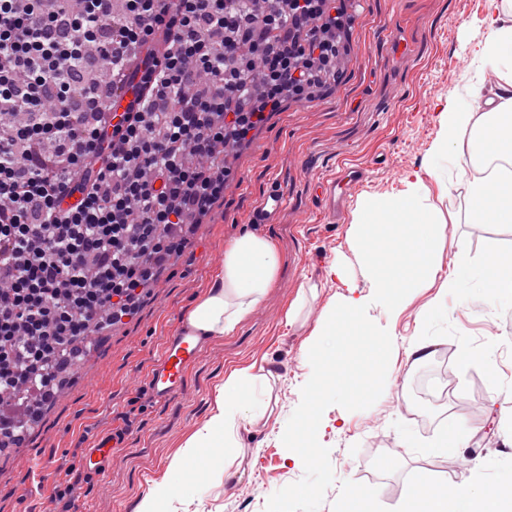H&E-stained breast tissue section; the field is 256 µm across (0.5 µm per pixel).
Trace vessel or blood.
<instances>
[{
    "mask_svg": "<svg viewBox=\"0 0 512 512\" xmlns=\"http://www.w3.org/2000/svg\"><path fill=\"white\" fill-rule=\"evenodd\" d=\"M365 174L356 168H340L336 175L321 184L319 198L321 207L329 215L342 213L352 202L362 185ZM285 207V198L280 190L265 194L251 215L255 224L277 223ZM208 344L188 323H180L176 332L168 336L162 353L147 379V389L159 400L180 396L184 389V378ZM125 436L123 428H113L111 433L89 440L82 451L80 462L86 471L105 474L112 461V451L120 447Z\"/></svg>",
    "mask_w": 512,
    "mask_h": 512,
    "instance_id": "vessel-or-blood-1",
    "label": "vessel or blood"
}]
</instances>
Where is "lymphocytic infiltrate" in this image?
<instances>
[{"mask_svg":"<svg viewBox=\"0 0 512 512\" xmlns=\"http://www.w3.org/2000/svg\"><path fill=\"white\" fill-rule=\"evenodd\" d=\"M124 2L0 0V399L33 413L75 342L182 249L171 229L223 197L215 151L308 99L344 25L336 0ZM94 47L113 82L142 81L132 111L78 83Z\"/></svg>","mask_w":512,"mask_h":512,"instance_id":"f902f5d3","label":"lymphocytic infiltrate"}]
</instances>
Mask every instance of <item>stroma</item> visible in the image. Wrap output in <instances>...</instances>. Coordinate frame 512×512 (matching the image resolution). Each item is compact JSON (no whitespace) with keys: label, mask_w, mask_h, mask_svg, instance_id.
<instances>
[{"label":"stroma","mask_w":512,"mask_h":512,"mask_svg":"<svg viewBox=\"0 0 512 512\" xmlns=\"http://www.w3.org/2000/svg\"><path fill=\"white\" fill-rule=\"evenodd\" d=\"M349 17V61L311 100H287L267 126L229 158L235 178L224 201L202 223L188 225V248L151 281L130 321L84 337L83 352L66 374L63 394L45 404L28 426L23 447L0 449V512H135L154 482L170 479L182 501H203L206 512H264L252 498L300 480L302 461L282 441L311 373L310 333L334 307L346 266L362 293L369 274L352 238V214L324 218L315 203L318 181L338 166L360 165L368 177L357 201L403 190L406 173L421 170L448 101L468 105L465 88L477 69L453 72L455 57L473 56L491 37L488 0H343ZM457 161H440L426 177L428 201L449 233L445 252L464 243L471 261L512 253V224L469 221L471 185L458 179ZM286 206L278 223L260 228L280 257L276 281L263 301L227 335L214 337L185 375L179 397L157 401L144 390L167 336L212 287L228 245L248 231V215L270 186ZM437 286L416 289L399 313L371 304L369 317L389 332L395 373L413 380L421 371H447L445 397L419 399L413 389L385 387L369 409L328 407L318 431L330 451L335 481L320 512H402L411 486L447 479L480 489L512 471V305L489 307L479 289L448 298L446 311L428 313ZM301 324H286L293 304ZM499 333L486 335L485 322ZM432 344L424 362L408 358L416 340ZM269 373L256 396L264 409L240 428L238 447L215 455L203 449L185 476L169 465L210 415L215 389L235 369ZM126 432L110 474L85 475L79 451L94 436ZM73 493L58 498L57 490Z\"/></svg>","instance_id":"1"}]
</instances>
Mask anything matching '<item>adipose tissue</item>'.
<instances>
[{"mask_svg": "<svg viewBox=\"0 0 512 512\" xmlns=\"http://www.w3.org/2000/svg\"><path fill=\"white\" fill-rule=\"evenodd\" d=\"M492 37L483 45L479 58L497 76L495 92L484 95L481 84L468 90L471 107L449 102L439 115L433 142L434 159L467 155L468 164L459 168V178H471L470 220L475 224H512V0H489ZM279 265L272 241L247 231L237 237L224 253V265L208 294L195 304L189 324L205 336L232 332L272 287ZM487 291V302L498 306L512 300V257L491 255L482 265H473L465 246H458L455 269L445 277L435 298L443 306L447 296L464 294L471 284ZM256 378L250 369L227 375L217 391L208 422L185 443L171 463L182 472L188 461L205 448H233L241 426L258 416ZM440 493L432 512H448L460 504V512H485L489 497L512 502V485L497 486L494 493L475 491L467 485L438 484Z\"/></svg>", "mask_w": 512, "mask_h": 512, "instance_id": "1", "label": "adipose tissue"}]
</instances>
